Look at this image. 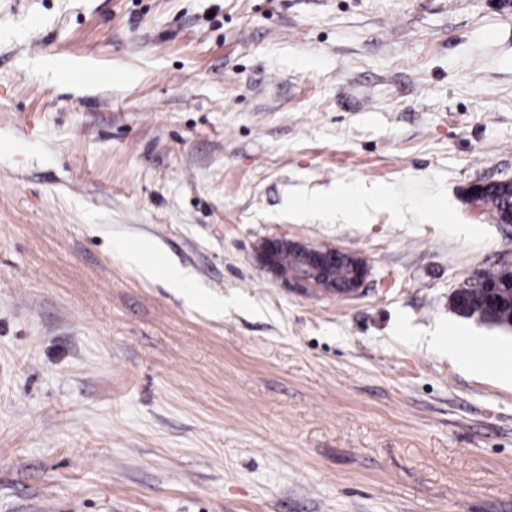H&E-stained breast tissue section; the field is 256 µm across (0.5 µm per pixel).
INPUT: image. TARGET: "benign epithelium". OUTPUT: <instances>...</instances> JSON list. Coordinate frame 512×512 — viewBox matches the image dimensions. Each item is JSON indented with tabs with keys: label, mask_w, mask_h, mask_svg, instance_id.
<instances>
[{
	"label": "benign epithelium",
	"mask_w": 512,
	"mask_h": 512,
	"mask_svg": "<svg viewBox=\"0 0 512 512\" xmlns=\"http://www.w3.org/2000/svg\"><path fill=\"white\" fill-rule=\"evenodd\" d=\"M288 248L296 251L297 271L291 279L283 281L286 287L301 295L336 293V282L326 274L327 269L336 262V254L322 251L306 242L288 238L264 242L256 254L260 269L274 278L277 277L279 253Z\"/></svg>",
	"instance_id": "benign-epithelium-1"
}]
</instances>
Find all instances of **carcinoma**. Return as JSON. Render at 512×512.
<instances>
[{
  "mask_svg": "<svg viewBox=\"0 0 512 512\" xmlns=\"http://www.w3.org/2000/svg\"><path fill=\"white\" fill-rule=\"evenodd\" d=\"M472 200L482 204L498 224L507 221L512 214V182L494 181L479 184L472 189ZM352 254L337 256L336 287H352L350 272ZM493 286L503 295L499 296V307L491 312L483 287ZM451 309L461 317L474 318L483 323L495 322L496 326L512 324V264H503L476 270V277L467 278L453 289L449 296Z\"/></svg>",
  "mask_w": 512,
  "mask_h": 512,
  "instance_id": "obj_1",
  "label": "carcinoma"
}]
</instances>
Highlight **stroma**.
<instances>
[{
  "mask_svg": "<svg viewBox=\"0 0 512 512\" xmlns=\"http://www.w3.org/2000/svg\"><path fill=\"white\" fill-rule=\"evenodd\" d=\"M502 179L512 0H0V512H512V380L426 342L512 346L448 302ZM112 250L119 255L124 256L130 262L141 266L142 271L151 278L164 277L167 282L175 283L178 276L172 275L168 270H160L154 263L145 261L142 248L133 246L125 239H116L112 242ZM288 247L293 248L297 254V271L295 272V254L286 252ZM282 251V252H281ZM279 272L277 277V260L279 253ZM337 256V259H336ZM257 262L262 271L280 280L287 288L294 290L301 295H309L321 292L322 294H336V288H349L336 294V296H350L360 289L366 275L363 266L357 269V288H352L350 272L351 262L348 259L357 260L352 254L340 256V254H329L309 245L306 242L296 241L288 238H276L265 241L258 249ZM330 258V261H327ZM336 262V282L326 274L327 269Z\"/></svg>",
  "mask_w": 512,
  "mask_h": 512,
  "instance_id": "obj_1",
  "label": "stroma"
}]
</instances>
